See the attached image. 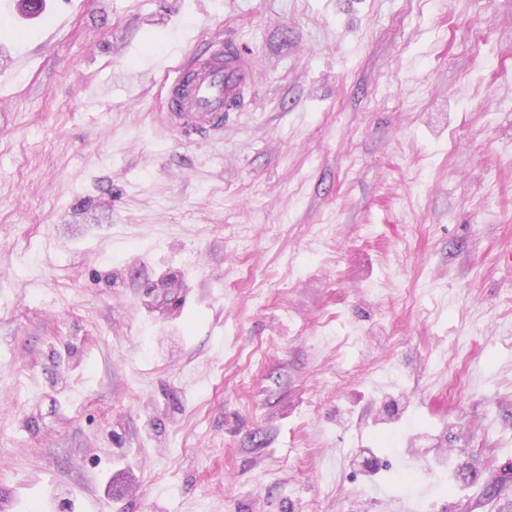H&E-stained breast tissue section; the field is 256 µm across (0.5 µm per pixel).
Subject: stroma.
Instances as JSON below:
<instances>
[{"label": "stroma", "instance_id": "35a3bbf8", "mask_svg": "<svg viewBox=\"0 0 512 512\" xmlns=\"http://www.w3.org/2000/svg\"><path fill=\"white\" fill-rule=\"evenodd\" d=\"M216 35L263 75L188 140ZM506 252L512 0L15 10L0 512H512ZM167 85L169 127L200 139L224 125L230 112H238L244 91L256 85L258 61L253 52L237 44L212 46L204 58L185 53L169 69Z\"/></svg>", "mask_w": 512, "mask_h": 512}]
</instances>
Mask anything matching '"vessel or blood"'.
Listing matches in <instances>:
<instances>
[{"mask_svg": "<svg viewBox=\"0 0 512 512\" xmlns=\"http://www.w3.org/2000/svg\"><path fill=\"white\" fill-rule=\"evenodd\" d=\"M258 77L255 55L237 44L212 47L203 58L184 54L167 85L170 128L206 138L239 111L245 89L255 86Z\"/></svg>", "mask_w": 512, "mask_h": 512, "instance_id": "1", "label": "vessel or blood"}]
</instances>
